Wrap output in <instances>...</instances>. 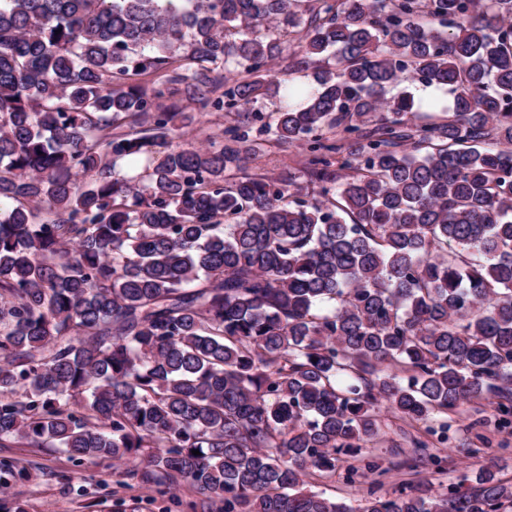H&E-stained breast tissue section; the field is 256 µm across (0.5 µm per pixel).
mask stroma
Masks as SVG:
<instances>
[{
  "label": "stroma",
  "mask_w": 512,
  "mask_h": 512,
  "mask_svg": "<svg viewBox=\"0 0 512 512\" xmlns=\"http://www.w3.org/2000/svg\"><path fill=\"white\" fill-rule=\"evenodd\" d=\"M279 107L270 95L259 97L254 108L260 119L227 109H197L196 122L186 130V140L196 144L223 142L225 129L240 128L257 145L249 156V173L273 180L286 179L305 168L307 151L299 145L273 144L265 131ZM382 430L377 443L367 445L354 456L345 457L328 485L333 495L359 505L368 489L388 496L398 487L431 482L447 491L461 479L492 467L512 475V424L503 423L493 407L473 402L449 413L446 432L430 436L432 460L413 464L412 437L420 435L423 424L401 420L393 410L380 411ZM0 460L19 462L27 475L10 481L0 490V500L22 505L24 512H194L195 494L187 487L146 488L127 475V468L104 460H73L56 448H34L15 444L0 447Z\"/></svg>",
  "instance_id": "35a3bbf8"
}]
</instances>
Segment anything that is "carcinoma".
Wrapping results in <instances>:
<instances>
[{
  "label": "carcinoma",
  "mask_w": 512,
  "mask_h": 512,
  "mask_svg": "<svg viewBox=\"0 0 512 512\" xmlns=\"http://www.w3.org/2000/svg\"><path fill=\"white\" fill-rule=\"evenodd\" d=\"M408 77L448 116L412 121ZM261 90L304 184L246 173L237 128L116 171L194 122L181 95ZM481 401L512 414V0H0V446L131 460L216 512H354L304 485L382 405L433 435ZM359 512H512V479Z\"/></svg>",
  "instance_id": "cac0c4a2"
}]
</instances>
